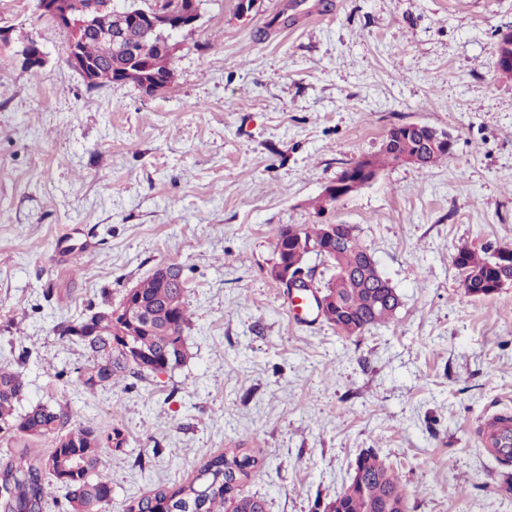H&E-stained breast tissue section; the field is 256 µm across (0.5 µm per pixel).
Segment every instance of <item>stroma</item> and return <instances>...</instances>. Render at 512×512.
<instances>
[{
    "label": "stroma",
    "instance_id": "1",
    "mask_svg": "<svg viewBox=\"0 0 512 512\" xmlns=\"http://www.w3.org/2000/svg\"><path fill=\"white\" fill-rule=\"evenodd\" d=\"M237 4L203 0L149 95L88 88L68 31L37 0H0V367L23 374L18 413L120 430L102 456L112 512L236 446L259 460L239 492L267 512H323L368 448L409 512H512L477 430L512 411V287L472 297L452 261L512 248V79L495 56L512 0ZM412 122L448 131L447 160L389 164L322 203ZM304 224L354 227L401 298L393 319L350 337L294 320L268 271L278 229ZM168 264L187 281L185 363L85 392L88 351L55 325ZM360 161L355 169L348 170L339 180L326 187L323 201H334L348 196L378 177L380 169L374 167L371 157Z\"/></svg>",
    "mask_w": 512,
    "mask_h": 512
}]
</instances>
